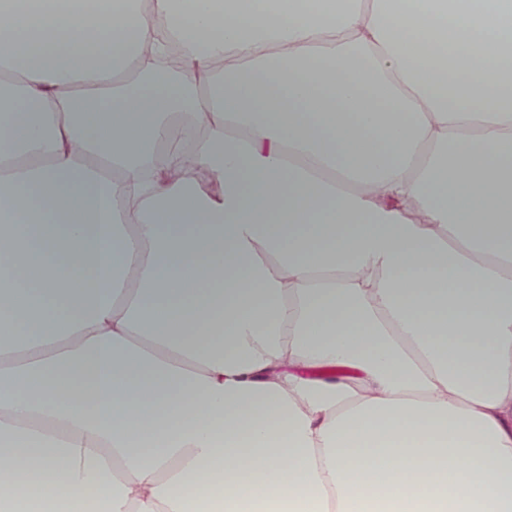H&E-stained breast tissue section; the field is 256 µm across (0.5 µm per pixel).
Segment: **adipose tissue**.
Listing matches in <instances>:
<instances>
[{"instance_id":"adipose-tissue-1","label":"adipose tissue","mask_w":512,"mask_h":512,"mask_svg":"<svg viewBox=\"0 0 512 512\" xmlns=\"http://www.w3.org/2000/svg\"><path fill=\"white\" fill-rule=\"evenodd\" d=\"M35 491L512 512V0H0V512Z\"/></svg>"}]
</instances>
